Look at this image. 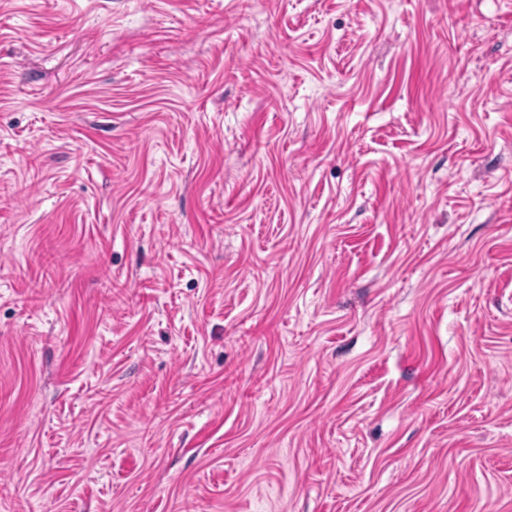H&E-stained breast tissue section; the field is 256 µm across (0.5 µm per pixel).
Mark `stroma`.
<instances>
[{
  "label": "stroma",
  "mask_w": 512,
  "mask_h": 512,
  "mask_svg": "<svg viewBox=\"0 0 512 512\" xmlns=\"http://www.w3.org/2000/svg\"><path fill=\"white\" fill-rule=\"evenodd\" d=\"M0 512H512V0H0Z\"/></svg>",
  "instance_id": "stroma-1"
}]
</instances>
